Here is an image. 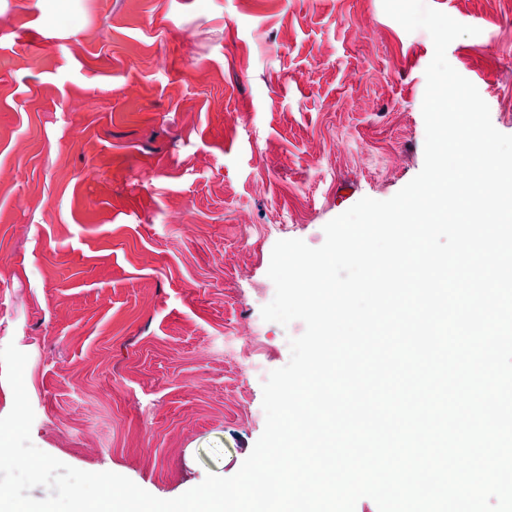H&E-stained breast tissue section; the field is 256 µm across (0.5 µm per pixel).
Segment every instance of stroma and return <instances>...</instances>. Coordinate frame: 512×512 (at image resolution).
Wrapping results in <instances>:
<instances>
[{"label":"stroma","mask_w":512,"mask_h":512,"mask_svg":"<svg viewBox=\"0 0 512 512\" xmlns=\"http://www.w3.org/2000/svg\"><path fill=\"white\" fill-rule=\"evenodd\" d=\"M479 28L451 66L512 135V0H428ZM429 33L383 0H0V346L42 451L161 499L235 474L267 370L278 240L317 248L424 164Z\"/></svg>","instance_id":"stroma-1"}]
</instances>
